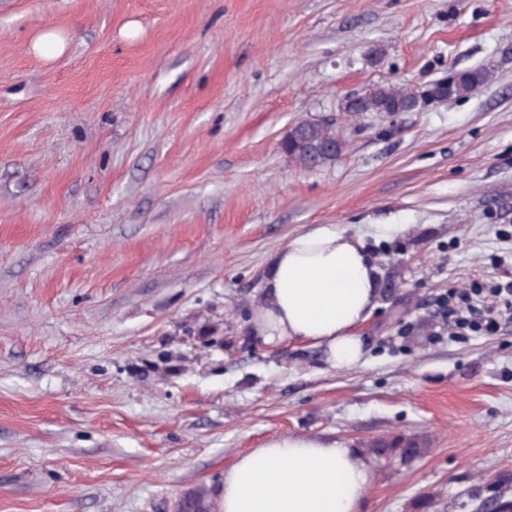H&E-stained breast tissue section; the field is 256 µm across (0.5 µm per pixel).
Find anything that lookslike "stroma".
Returning <instances> with one entry per match:
<instances>
[{"instance_id":"stroma-1","label":"stroma","mask_w":512,"mask_h":512,"mask_svg":"<svg viewBox=\"0 0 512 512\" xmlns=\"http://www.w3.org/2000/svg\"><path fill=\"white\" fill-rule=\"evenodd\" d=\"M478 66L467 95L344 110ZM323 114L344 153L289 166ZM319 227L378 271L350 369L253 332L269 255ZM510 281L512 0H0V512H221L288 435L421 447L373 457L363 512L512 504V321L436 312ZM32 51L42 59H51L65 49L64 38L54 30L39 33L31 43ZM415 95L403 86L394 84H374L358 97V101L348 113L360 117L365 112L394 113L409 112V102H415ZM280 149L292 166L315 170L333 165L345 151V141L336 133L335 118L325 116L297 121Z\"/></svg>"}]
</instances>
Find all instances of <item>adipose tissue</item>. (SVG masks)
Masks as SVG:
<instances>
[{
  "label": "adipose tissue",
  "mask_w": 512,
  "mask_h": 512,
  "mask_svg": "<svg viewBox=\"0 0 512 512\" xmlns=\"http://www.w3.org/2000/svg\"><path fill=\"white\" fill-rule=\"evenodd\" d=\"M376 269L345 232L317 228L270 256L254 331L264 342L324 347L332 368L364 355L357 330L377 304ZM370 482L356 449L288 436L238 457L224 475L222 512H362Z\"/></svg>",
  "instance_id": "1"
}]
</instances>
